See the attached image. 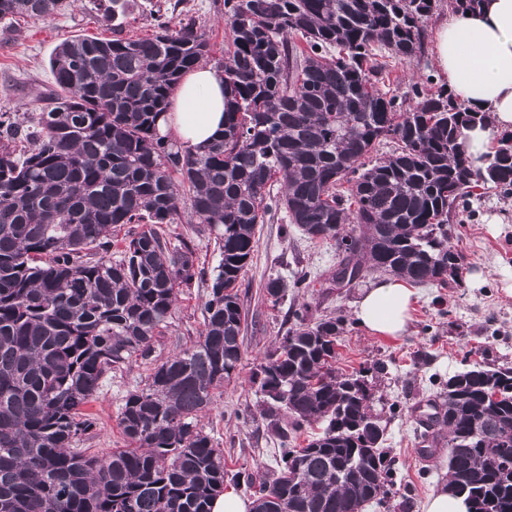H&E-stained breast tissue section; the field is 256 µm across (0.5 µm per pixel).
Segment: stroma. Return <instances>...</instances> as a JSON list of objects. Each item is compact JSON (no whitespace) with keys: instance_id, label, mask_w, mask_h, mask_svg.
<instances>
[{"instance_id":"35a3bbf8","label":"stroma","mask_w":512,"mask_h":512,"mask_svg":"<svg viewBox=\"0 0 512 512\" xmlns=\"http://www.w3.org/2000/svg\"><path fill=\"white\" fill-rule=\"evenodd\" d=\"M173 21L194 18L206 33L213 56L227 47L224 0H123L118 15L105 12L100 0H79L77 6L42 20L16 17L0 20V113H36L46 105L56 84L49 66L54 48L65 39L120 35L149 38L159 17ZM432 77L444 84L433 53L418 60H390L382 91L407 99L413 84ZM448 244L461 258L460 281L440 288L416 286L406 335L371 334L359 325L354 307L364 288L377 281L371 273L352 286L336 287L328 276L340 260L335 243L304 237L284 213L256 227L253 259L239 281V295L248 312L243 358L235 377L201 417L205 431L224 451L228 473H269L279 457V442L261 420L262 395L250 378L293 319L289 311L308 305L310 318L341 315L344 331L337 347V365L345 371L364 370L374 394L373 412L386 427L383 448L391 464L392 482L380 506L366 512H424L427 498L448 483V453L439 448L433 459L423 455L417 406L441 402L450 376L474 365L512 367V197L487 185L474 187L464 208L448 224ZM309 271L308 287L291 288L298 270ZM481 275L472 285V275ZM287 281L279 305L263 293L272 278ZM206 282L182 289L164 334L158 336L150 361L137 360L114 370L89 410L98 425L83 447L106 455L125 447L117 415L124 397L141 386L152 365L197 340L202 328L201 304Z\"/></svg>"}]
</instances>
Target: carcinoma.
I'll list each match as a JSON object with an SVG mask.
<instances>
[{"label": "carcinoma", "instance_id": "obj_1", "mask_svg": "<svg viewBox=\"0 0 512 512\" xmlns=\"http://www.w3.org/2000/svg\"><path fill=\"white\" fill-rule=\"evenodd\" d=\"M78 0H0V20H47ZM435 0H224L229 44L210 60L193 21L151 38L77 37L53 50L60 92L32 117L0 114V512H210L224 452L200 426L242 361L248 312L238 282L256 225L280 210L342 255L331 280L368 271L448 286L461 257L448 220L475 183L512 196V131L475 167L463 131L490 115L453 92L412 87L415 105L381 92L378 56L425 54ZM212 63L224 81V130L204 147L158 130L183 74ZM390 138L397 147L368 166ZM348 184L342 190V184ZM215 235L220 260L198 340L125 396L129 447H78L87 407L112 370L151 356L180 289L206 275L186 238L171 241L180 201ZM148 224L122 238L112 232ZM255 372L259 416L282 443L256 478L252 512H364L388 493L386 428L362 371L336 367L344 317L307 306ZM429 425L448 451V488L473 512H512V368L448 378ZM322 423L302 447L288 446Z\"/></svg>", "mask_w": 512, "mask_h": 512}]
</instances>
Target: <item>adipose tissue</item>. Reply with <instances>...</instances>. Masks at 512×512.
<instances>
[{"label":"adipose tissue","instance_id":"obj_1","mask_svg":"<svg viewBox=\"0 0 512 512\" xmlns=\"http://www.w3.org/2000/svg\"><path fill=\"white\" fill-rule=\"evenodd\" d=\"M433 53L457 99L491 115L490 126L466 133L468 154L480 160L498 131L512 128V0H483L475 12L449 13L437 25ZM158 127L184 145H204L221 133L224 87L218 73L209 66L188 73ZM414 298L402 281L383 278L362 292L355 317L373 334L398 337L408 328Z\"/></svg>","mask_w":512,"mask_h":512}]
</instances>
